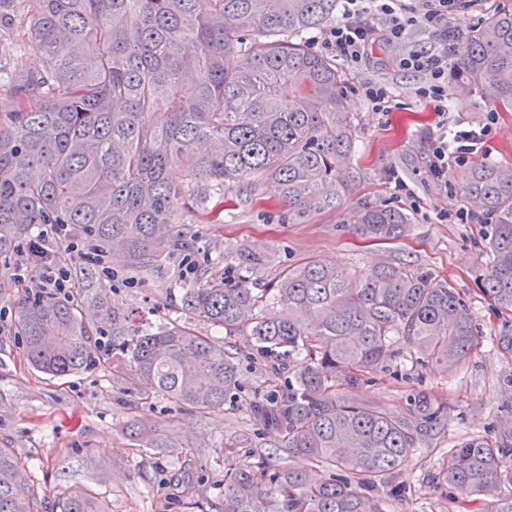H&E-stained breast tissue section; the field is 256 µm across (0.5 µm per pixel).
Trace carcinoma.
<instances>
[{
  "instance_id": "carcinoma-1",
  "label": "carcinoma",
  "mask_w": 512,
  "mask_h": 512,
  "mask_svg": "<svg viewBox=\"0 0 512 512\" xmlns=\"http://www.w3.org/2000/svg\"><path fill=\"white\" fill-rule=\"evenodd\" d=\"M339 0H0V255L14 251L32 224H61L100 256L130 270L149 265L174 242L187 214L221 224L211 198L269 182L298 218L335 209L349 192L343 164L356 127L336 62L313 50L309 34L336 20ZM34 55L32 67L24 57ZM490 81L498 108L512 112V7L468 30L452 92ZM37 99V110L29 107ZM188 159L184 182L171 165ZM462 190L493 219L482 291L512 312V166L472 165ZM409 215L370 207L354 216L358 233L394 240ZM241 270L266 256L240 248ZM93 272L65 298L29 295L18 310L27 361L58 377L102 364L90 296ZM178 312L245 336L272 362L303 361L281 400L250 405L293 455L332 471L239 467L224 488V512H382L374 492L442 424L424 396L396 417L336 388L356 385L393 355L400 337L424 363L446 370L477 345L467 302L446 281L405 263L349 276L309 260L273 286L248 277L229 284L201 276L171 296ZM276 304L274 314L266 308ZM132 386H149L200 412L224 409L238 364L224 343L174 325L156 332L112 331ZM14 450L0 448V512H41L20 478ZM442 482L491 495L512 484V434L473 438L450 450ZM60 512H103L73 491Z\"/></svg>"
}]
</instances>
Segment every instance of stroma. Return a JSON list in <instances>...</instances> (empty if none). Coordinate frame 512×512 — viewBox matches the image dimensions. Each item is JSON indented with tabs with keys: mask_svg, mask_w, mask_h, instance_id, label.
Listing matches in <instances>:
<instances>
[{
	"mask_svg": "<svg viewBox=\"0 0 512 512\" xmlns=\"http://www.w3.org/2000/svg\"><path fill=\"white\" fill-rule=\"evenodd\" d=\"M395 53V47L381 44L374 47V63L367 69L342 67L357 140L346 163L352 192L339 210L292 219L266 184L255 195H235L223 223L176 225L175 246L145 268L132 271L111 258L96 268L94 292L105 308L97 323L102 335H111L117 313L132 329L175 324L225 341L239 372L238 389L223 410L201 413L130 386L112 361L54 378L32 368L16 329L19 303L29 293L28 282L14 277L21 255L0 257V277L12 283L0 291V446L14 449L44 512H56L58 500L74 490L106 512H224V487L249 457L310 469L324 478V471L312 469L307 459L289 454L249 410L252 401L286 394L300 357L271 365L246 337L225 336L170 303V289L194 284L207 252L225 256L212 274L235 282L238 270L226 255L241 246L269 256L253 276L261 288L273 287L284 270L307 260L364 274L385 263L406 262L452 284L469 304L477 331L478 344L469 357L445 373L411 364L402 344L371 382L352 387L343 381L339 389L355 391L397 416L407 415L413 397L423 394L445 418L396 476L402 495L382 494L383 512H489L492 497L453 489L439 473L448 463L449 448L472 437H498L512 421V351L496 344L502 331L512 329V313L498 312L482 291L490 221L483 214L464 221L475 205L461 187L471 163L512 165V115L496 112L486 140L464 163L449 166L446 183L437 182L431 158L439 127L478 125L487 112L496 111V90L487 84L450 96L447 112L438 114L415 94L422 75L392 67ZM369 79L389 88V111H373L366 103L361 84ZM371 206L409 213L408 233L395 241L362 238L352 216ZM136 420L149 423L156 446L130 440L127 427Z\"/></svg>",
	"mask_w": 512,
	"mask_h": 512,
	"instance_id": "35a3bbf8",
	"label": "stroma"
}]
</instances>
